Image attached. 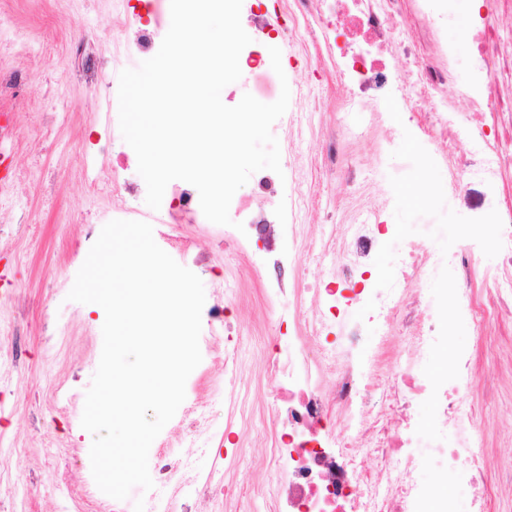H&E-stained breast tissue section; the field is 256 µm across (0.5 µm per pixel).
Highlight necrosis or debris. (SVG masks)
<instances>
[{"instance_id": "necrosis-or-debris-1", "label": "necrosis or debris", "mask_w": 512, "mask_h": 512, "mask_svg": "<svg viewBox=\"0 0 512 512\" xmlns=\"http://www.w3.org/2000/svg\"><path fill=\"white\" fill-rule=\"evenodd\" d=\"M113 3L117 14L130 20L113 64L154 56L161 13L134 19L130 0ZM408 5L419 21L412 31L398 25ZM242 10L252 41L239 65L256 79L258 95L269 103L276 99L270 48L288 59L318 52L346 90L337 105L341 123L323 134L319 160L295 153V145L313 132L314 107L297 70H289V107L274 124L287 156L283 171L263 169L251 176V198L265 200V207L233 198L230 210L241 213L243 230L213 228L231 239L254 270L274 271L265 287L267 305L280 323L292 322L297 329L283 351L280 323L267 326L269 349L254 364L237 349L224 351L225 427L262 438L266 478L252 485L248 500L238 497L239 459L216 448L210 407L200 400L177 433L190 453L160 458L153 489L135 493L138 512H448L460 499L468 500L473 512H488L495 488L487 480L482 421L467 400L497 378L479 373L469 352L449 355L445 349L449 333L480 327L512 307V209L500 215L486 240L501 264L489 272L493 286L482 302L468 287L432 289V281L449 268L467 266L468 251H440L402 236L384 221L390 194L352 199L342 237L328 235L317 246L305 237L308 224L320 219L304 188L312 164L353 181L354 146L374 140L378 160H386L401 112L415 122L423 150L452 160L449 192L468 180L497 179L504 163L500 153L485 155L476 166L454 153L457 142L479 146L484 137L442 95L457 78L458 49L443 36L448 0H243ZM462 39L470 47L462 91L472 111L512 120V90L500 91L489 65L495 57L512 72V50L498 48L490 14H478ZM417 101L424 102V114H414ZM98 142L113 160V218L145 220L132 202L142 183L121 177L127 153L110 134ZM165 195L168 203L156 222L181 226L199 215L191 184H169ZM385 249L396 260L385 272H375ZM328 254L330 268L318 283L308 282L303 262ZM405 334L415 351L407 359L397 346ZM439 354L444 366L435 371L430 362ZM385 369L391 374L386 392L379 384ZM426 401L432 407L427 427L411 425L408 410ZM433 470L453 474L448 489L432 486Z\"/></svg>"}]
</instances>
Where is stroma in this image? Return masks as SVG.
Here are the masks:
<instances>
[{
    "label": "stroma",
    "instance_id": "35a3bbf8",
    "mask_svg": "<svg viewBox=\"0 0 512 512\" xmlns=\"http://www.w3.org/2000/svg\"><path fill=\"white\" fill-rule=\"evenodd\" d=\"M0 19L24 42L0 39V70H23L32 85L20 90L21 105L0 101V113L12 115V135L0 140V161L13 174L10 192L0 197V439L17 449L0 467V500L16 499L17 512H87L81 493L87 481L92 435L82 428V406L96 371L103 345L105 312L96 304L69 301L76 274L96 240L88 230L112 219L111 158L99 154L100 111L112 94V79L93 86L74 80L70 43L90 36L97 59L108 61L120 50L125 21L112 9V0H0ZM311 99L317 110L316 128L339 125L335 108L343 93L317 63L305 66ZM490 148L509 161L497 182H468L458 193L420 192L423 172L447 183L453 168L429 163L408 171L406 178L387 183L374 163L373 144L357 147L354 157L365 184L375 192L390 191L388 223L409 238L424 237L438 249L458 246V228H488L497 212L512 204V131L503 130L496 114L485 113ZM309 184L322 211L340 212L364 186L347 187L312 171ZM26 218L18 228V218ZM192 243L175 250L172 230L153 227L157 245L203 282L207 303L216 299L215 285L232 265L245 287L229 306L238 349L257 357L254 333L270 314L263 285L248 262L211 241L207 230L189 224ZM512 345V320L501 319L484 329L449 337V349H474L480 368L492 370L486 344ZM202 361L186 382L184 407L199 396L211 395L224 382V347L208 334L199 340ZM73 395L76 407L55 403L59 393ZM470 401L481 418L487 442L490 478L512 466V378L500 386L474 392ZM69 471L77 492L66 499L55 487L60 472Z\"/></svg>",
    "mask_w": 512,
    "mask_h": 512
}]
</instances>
